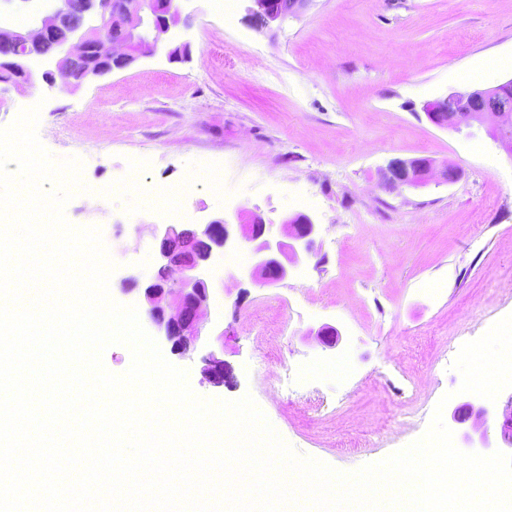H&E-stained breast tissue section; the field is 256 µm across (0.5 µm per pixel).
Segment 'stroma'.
<instances>
[{"label": "stroma", "instance_id": "1", "mask_svg": "<svg viewBox=\"0 0 512 512\" xmlns=\"http://www.w3.org/2000/svg\"><path fill=\"white\" fill-rule=\"evenodd\" d=\"M180 7L188 60L161 50L76 87L0 83V128L39 106L42 145L99 186L65 217L100 227L112 298L137 305L123 281L155 268L161 189L215 171L220 187L202 181L181 200L189 226L245 207L270 224L305 213L320 230L272 286L226 279L247 251L213 265L194 350L160 346L197 395H252L290 447L341 472L412 444L434 411L450 422L468 398L494 408L485 431L498 444L512 400L496 375L497 327L512 321V158L485 130L436 128L421 107L512 78V0H310L268 31L240 5L229 24L213 0ZM417 157L461 177L384 185L391 159ZM325 326L336 346L319 340ZM210 351L234 385L207 383Z\"/></svg>", "mask_w": 512, "mask_h": 512}]
</instances>
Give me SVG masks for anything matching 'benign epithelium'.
Here are the masks:
<instances>
[{"label": "benign epithelium", "mask_w": 512, "mask_h": 512, "mask_svg": "<svg viewBox=\"0 0 512 512\" xmlns=\"http://www.w3.org/2000/svg\"><path fill=\"white\" fill-rule=\"evenodd\" d=\"M12 9L0 12V68L31 83L36 75L46 81L58 76L64 83L79 75L90 79L124 70L142 57L156 54L163 37L181 23L175 0H6ZM246 21L256 30L271 28L301 13L311 0H247ZM30 17L25 30L10 24L13 13ZM51 43L56 53L47 56L36 47ZM427 121L440 129L485 123L495 117L489 136L512 158V141L501 135L512 119V79L484 90L453 91L424 103ZM389 187H418L436 177L451 184L460 171L445 166L435 169L427 158H396L384 170ZM156 273L130 276L127 291H138L148 305L150 332L171 344V351L184 354L200 336L201 320L210 299L211 283L206 272L226 251L245 249L247 266L228 273L232 279L275 285L288 277V264L301 252H310L319 224L307 214L285 216L280 233L266 223L258 210L241 208L235 215L215 217L195 230L189 247L180 246L185 228L158 224ZM204 378L215 387L229 382L224 360L213 353L202 358ZM493 409L472 399L456 405L452 420L463 425L471 419L486 420Z\"/></svg>", "instance_id": "1"}]
</instances>
